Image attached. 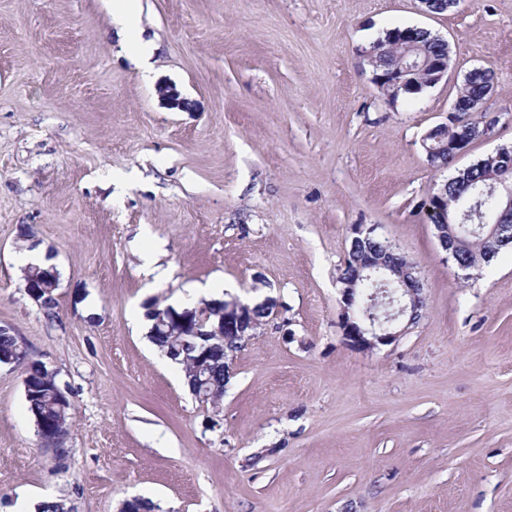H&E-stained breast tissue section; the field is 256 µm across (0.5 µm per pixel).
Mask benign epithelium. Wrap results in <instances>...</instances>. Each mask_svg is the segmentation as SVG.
Instances as JSON below:
<instances>
[{
  "label": "benign epithelium",
  "mask_w": 512,
  "mask_h": 512,
  "mask_svg": "<svg viewBox=\"0 0 512 512\" xmlns=\"http://www.w3.org/2000/svg\"><path fill=\"white\" fill-rule=\"evenodd\" d=\"M411 29L393 30L395 47L401 52L400 66L393 70H385L378 66L379 51L370 48L364 51L368 65L372 66L373 83L386 89L393 85L415 87L418 85L416 74L426 73L429 78L439 81L448 74L449 55H425L419 50L410 48ZM466 80L476 83L482 89L481 96L470 104L469 112L478 119H483L484 105L494 87V73L484 67H475L466 73ZM458 106L452 105L448 114V122L438 124L429 129L423 137V145L429 164H434L436 154L443 150H453L460 156L468 150L469 128L465 122L457 119ZM490 189L497 198L495 213L485 218L482 225L483 238L493 246L512 247V153L497 150L495 166L485 178L479 189ZM453 217L441 218V223L434 225V235L438 246L444 254L445 261H451L461 269L467 266L454 259L461 243L456 238ZM373 225L355 224L351 227L349 250L375 236ZM403 267L401 273L393 269L396 256L389 250L382 252L366 250L362 253L353 278L341 281L342 312L340 325L346 344L363 350H373L379 346H387L397 342L406 332V327L416 323L418 309L424 302L422 284L416 275V265L404 253H399ZM379 274L395 284L392 294L396 303L390 304L391 310L380 316L370 313L362 307L361 291L356 288L357 282ZM40 277L38 285L25 281L24 289L37 305H42L40 295L57 286V272L54 267L42 269L36 273ZM145 318L153 321L149 333L165 331L169 336H194L200 339L197 355L193 358L194 373L201 376L209 369L206 363L208 346L205 340L211 336L224 339L234 336L240 345H245L254 335L257 324L251 319L250 305L234 297L229 300L202 299L197 304L176 310L170 305L158 309L154 304L146 308ZM51 394L57 414L56 424L61 426L68 410L72 407L67 388L56 385Z\"/></svg>",
  "instance_id": "7a95c632"
}]
</instances>
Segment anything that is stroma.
Returning a JSON list of instances; mask_svg holds the SVG:
<instances>
[{"instance_id":"obj_1","label":"stroma","mask_w":512,"mask_h":512,"mask_svg":"<svg viewBox=\"0 0 512 512\" xmlns=\"http://www.w3.org/2000/svg\"><path fill=\"white\" fill-rule=\"evenodd\" d=\"M150 73L108 0H0V325L66 385L67 455L40 445L23 367L0 363V512H512V250L463 274L423 205L512 146V0H140ZM447 40L448 76L390 100L363 49ZM475 67L488 133L448 168L425 133ZM32 225L30 239L19 236ZM355 224L417 265L421 319L356 350L337 277ZM59 274L56 318L24 259ZM223 283L278 302L219 408L183 387L144 305Z\"/></svg>"}]
</instances>
